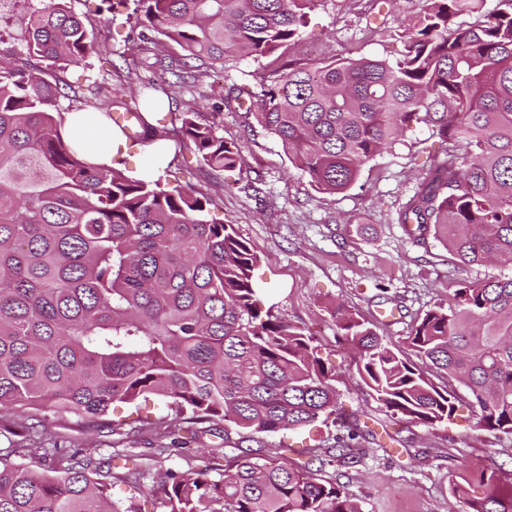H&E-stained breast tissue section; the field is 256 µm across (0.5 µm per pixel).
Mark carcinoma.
I'll return each instance as SVG.
<instances>
[{
  "label": "carcinoma",
  "mask_w": 512,
  "mask_h": 512,
  "mask_svg": "<svg viewBox=\"0 0 512 512\" xmlns=\"http://www.w3.org/2000/svg\"><path fill=\"white\" fill-rule=\"evenodd\" d=\"M133 2L145 32L131 62L150 53L160 76L130 104L97 87L87 118L103 114L127 138L149 140L173 123L166 103L176 90L203 70L240 52L268 60L265 79L219 99L249 102L247 114L313 189L348 191L401 128L425 124L448 151L397 222L416 243L433 236L462 266L512 262V0L487 12L483 0H423L392 34L395 56L316 63L284 54L321 0ZM463 14L474 16L466 28L455 23ZM20 26L27 59L0 55V435L28 429L33 411L96 423L117 403L157 396L195 424L224 421V464L187 459L150 485L169 512H362L345 485L320 475L367 454L359 419L341 421L334 444L305 462L235 439L314 424L336 408L335 369L302 328L256 305L257 256L233 225L207 219L209 199L130 177L120 160L92 166L66 140L61 72L94 51L70 0H43ZM159 45L180 54L153 51ZM176 134L217 174L244 162L239 143L192 112L180 113ZM331 317L357 350L360 380L391 414L434 427L464 403L478 429L512 437V276L456 281L448 303L413 322L415 363L357 313L338 305ZM433 370L467 396L435 385ZM43 455L50 465L40 471L0 448V512H137L114 488L140 491L144 473L104 471L58 446ZM451 494L461 512H512V482L496 467Z\"/></svg>",
  "instance_id": "1"
}]
</instances>
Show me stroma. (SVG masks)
Masks as SVG:
<instances>
[{"label": "stroma", "mask_w": 512, "mask_h": 512, "mask_svg": "<svg viewBox=\"0 0 512 512\" xmlns=\"http://www.w3.org/2000/svg\"><path fill=\"white\" fill-rule=\"evenodd\" d=\"M39 4L40 0H0V49L24 57L16 16L25 6ZM100 4L101 0H72L96 46L85 64L63 75L80 93L76 100L61 99L66 113L82 108L81 96L89 87L105 83L125 96L130 88L155 77L152 69L128 68L122 57L124 39L135 22L132 0L111 13L100 11ZM421 5L422 0H321L309 15L297 51L311 60L351 53L393 56L400 45L391 31L416 15ZM265 73L264 62L241 55L225 71L209 72L181 89L178 111L191 108L200 120L215 123L225 139L242 145L245 161L235 171L216 174L171 132L167 138L174 143V154L168 185L210 197V219L234 225L258 257L253 280L260 308L313 336L319 355L336 368L337 404L344 416L359 418L377 434L379 445L369 456L350 467H325L324 476L344 483L364 512H448L451 484L495 465L512 472V441L476 430L464 408L453 421L435 428L398 422L372 400L360 381L355 353L338 340L329 311L335 303H344L400 349L417 315L447 301L458 278L511 276L512 265L461 267L439 241L414 243L398 224L397 211L421 178L424 161L446 148L426 126L407 128L390 152L364 167L347 192L315 191L254 118L216 106L218 86L248 88ZM34 426L97 459L107 458L116 447L128 449L150 479L181 466L186 456L198 465L223 462L220 423L192 439L183 455L158 453L164 428H171L178 438L183 423L155 397L115 405L109 419L94 426L72 414L50 412L38 414ZM335 433V424L327 421L309 430L265 434L259 441L273 458L285 445L299 454L317 441L331 446Z\"/></svg>", "instance_id": "1"}]
</instances>
